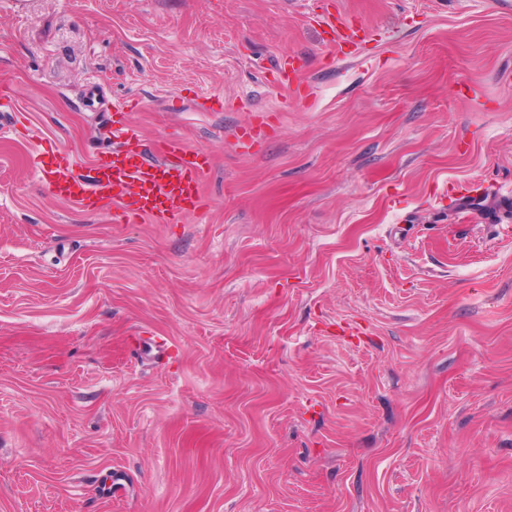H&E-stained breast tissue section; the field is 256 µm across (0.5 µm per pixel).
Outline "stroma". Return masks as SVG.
<instances>
[{"label":"stroma","mask_w":512,"mask_h":512,"mask_svg":"<svg viewBox=\"0 0 512 512\" xmlns=\"http://www.w3.org/2000/svg\"><path fill=\"white\" fill-rule=\"evenodd\" d=\"M336 3L0 0V512H512V0ZM92 81L202 217L41 190ZM323 23L329 28V31H326V33L332 35L327 41L334 47L337 45L338 53L347 56L351 51L346 52L344 48L348 45H356L354 40L355 31L348 22L336 20V17L332 13H329L328 16L325 17Z\"/></svg>","instance_id":"stroma-1"}]
</instances>
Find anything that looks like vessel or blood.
I'll return each mask as SVG.
<instances>
[{
	"label": "vessel or blood",
	"instance_id": "b4317fda",
	"mask_svg": "<svg viewBox=\"0 0 512 512\" xmlns=\"http://www.w3.org/2000/svg\"><path fill=\"white\" fill-rule=\"evenodd\" d=\"M324 23L331 44L341 49L353 44L355 32L349 23L332 15ZM133 107L130 101L102 103V111L111 115L102 131L110 145L95 160L90 178L76 174L72 157L64 151L35 158L42 189L88 214L111 211L116 223L149 217L159 224H177L203 214L201 185L209 173V156L172 138L162 142L157 160H149L140 131L125 119Z\"/></svg>",
	"mask_w": 512,
	"mask_h": 512
}]
</instances>
